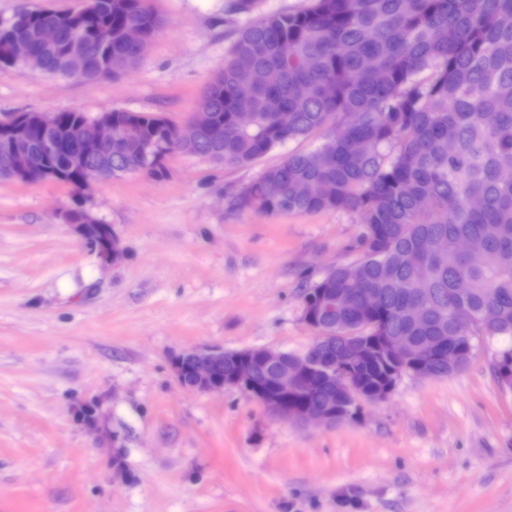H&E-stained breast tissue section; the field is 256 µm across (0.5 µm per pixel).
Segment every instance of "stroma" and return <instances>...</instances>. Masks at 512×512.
Instances as JSON below:
<instances>
[{"label":"stroma","instance_id":"stroma-1","mask_svg":"<svg viewBox=\"0 0 512 512\" xmlns=\"http://www.w3.org/2000/svg\"><path fill=\"white\" fill-rule=\"evenodd\" d=\"M149 3L165 23L135 68L99 82L9 69L0 119L118 109L182 123L247 18L228 0ZM287 153L224 166L175 152L164 179L95 184L113 262L60 220L67 188L0 181V512H512L498 341L332 426L177 382L170 357L191 347L305 353V275L360 258L354 213L234 208Z\"/></svg>","mask_w":512,"mask_h":512}]
</instances>
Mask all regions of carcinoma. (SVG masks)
Here are the masks:
<instances>
[{"label": "carcinoma", "instance_id": "carcinoma-1", "mask_svg": "<svg viewBox=\"0 0 512 512\" xmlns=\"http://www.w3.org/2000/svg\"><path fill=\"white\" fill-rule=\"evenodd\" d=\"M51 25L59 39L44 43ZM162 20L148 0H85L78 10L19 11L0 19V62L7 44L25 40L45 74L100 81L131 70L143 48L124 39L128 26L154 36ZM257 121L235 124L239 95ZM199 108L214 127L183 136L153 113L106 109L130 132L112 153L107 177L167 174L173 150L217 164H250L276 146L322 132L311 151L267 168L234 205L263 215L350 211L360 230L352 245L362 258L336 265L303 289L316 326L344 350L354 332L368 343L362 359L333 356L336 374L364 392L381 389L403 360L384 361L378 336L408 337L426 378L457 374L470 363L475 340H501L491 369L512 393V0H313L298 12H269L238 32L224 67ZM56 137L90 118L52 116ZM7 133L26 142L36 181L74 184L81 171L69 147L43 149L39 128L19 115ZM474 251L462 255L455 243ZM369 295L374 311L364 309ZM340 299L331 314L324 302ZM426 308L415 322L410 310ZM452 347L459 360L437 358ZM336 398L327 382L294 397L310 408Z\"/></svg>", "mask_w": 512, "mask_h": 512}]
</instances>
